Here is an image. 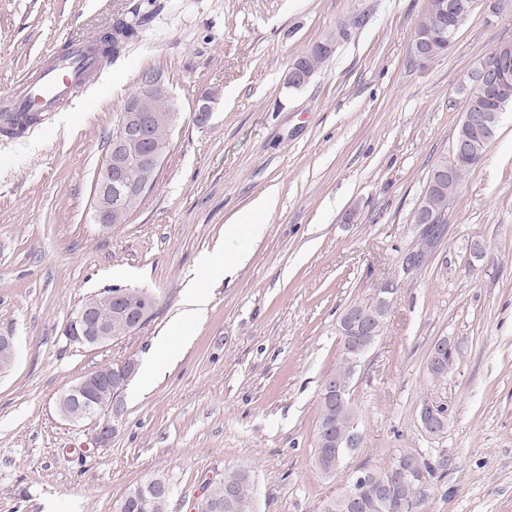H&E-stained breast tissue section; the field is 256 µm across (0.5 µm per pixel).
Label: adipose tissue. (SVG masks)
Wrapping results in <instances>:
<instances>
[{
	"label": "adipose tissue",
	"instance_id": "ef3b65f1",
	"mask_svg": "<svg viewBox=\"0 0 512 512\" xmlns=\"http://www.w3.org/2000/svg\"><path fill=\"white\" fill-rule=\"evenodd\" d=\"M274 205L273 196L258 198L253 206L241 214L224 232V247L208 255L202 269L206 277H218L228 274L236 265L244 261L246 253L238 248L240 238L253 235L263 224L265 216ZM210 304V295L202 286L188 289L181 313L177 316L168 335L154 340L149 354L142 366L143 376H152L160 366L171 362L180 353L193 327L206 313Z\"/></svg>",
	"mask_w": 512,
	"mask_h": 512
}]
</instances>
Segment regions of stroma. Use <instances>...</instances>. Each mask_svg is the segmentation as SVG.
I'll list each match as a JSON object with an SVG mask.
<instances>
[{
  "label": "stroma",
  "instance_id": "35a3bbf8",
  "mask_svg": "<svg viewBox=\"0 0 512 512\" xmlns=\"http://www.w3.org/2000/svg\"><path fill=\"white\" fill-rule=\"evenodd\" d=\"M425 0H0V92L77 30L149 16L70 104L0 135V333L17 358L0 373V512H115L151 478L170 512H195L209 482L243 469L253 512H317L363 471L418 453L431 471L417 512H512V110L427 243L411 214L449 157L458 87L478 59L512 43V12L478 0L448 53L411 50ZM330 39L302 89L290 61ZM147 69L177 110L157 183L121 224L93 217V188L120 112ZM214 95L207 124L194 110ZM276 205L248 260L204 280L211 303L181 356L94 447L93 421L56 402L80 376L143 361L168 333L203 256L260 196ZM484 252L474 256L472 247ZM422 267H408L415 251ZM398 285L383 337L352 380L362 440L335 474L315 465L323 381L341 358L338 319ZM157 299L138 331L70 344L62 329L108 287ZM454 352L433 379V342ZM445 430L428 434L424 404Z\"/></svg>",
  "mask_w": 512,
  "mask_h": 512
}]
</instances>
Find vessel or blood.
<instances>
[{"label":"vessel or blood","instance_id":"obj_1","mask_svg":"<svg viewBox=\"0 0 512 512\" xmlns=\"http://www.w3.org/2000/svg\"><path fill=\"white\" fill-rule=\"evenodd\" d=\"M90 41L87 34L68 39L63 50L53 52L33 74L0 96V112L40 117L67 105L88 87L98 70L97 62L87 52Z\"/></svg>","mask_w":512,"mask_h":512}]
</instances>
